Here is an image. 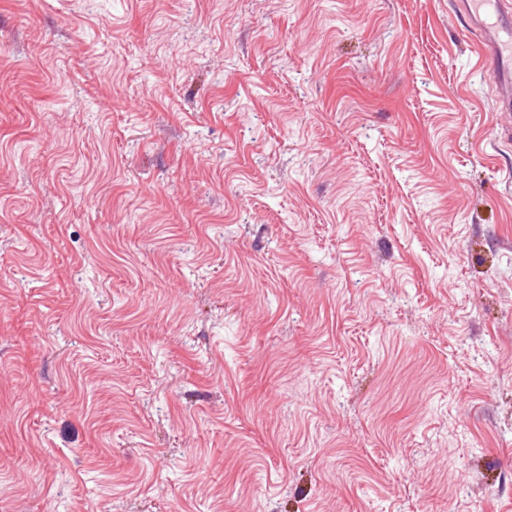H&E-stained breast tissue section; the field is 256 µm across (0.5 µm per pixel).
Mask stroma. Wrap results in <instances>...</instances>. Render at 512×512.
<instances>
[{
    "instance_id": "obj_1",
    "label": "stroma",
    "mask_w": 512,
    "mask_h": 512,
    "mask_svg": "<svg viewBox=\"0 0 512 512\" xmlns=\"http://www.w3.org/2000/svg\"><path fill=\"white\" fill-rule=\"evenodd\" d=\"M454 0H0V512H512V143Z\"/></svg>"
}]
</instances>
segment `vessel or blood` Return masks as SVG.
Returning a JSON list of instances; mask_svg holds the SVG:
<instances>
[{"label": "vessel or blood", "mask_w": 512, "mask_h": 512, "mask_svg": "<svg viewBox=\"0 0 512 512\" xmlns=\"http://www.w3.org/2000/svg\"><path fill=\"white\" fill-rule=\"evenodd\" d=\"M495 83L499 134L512 140V0H456Z\"/></svg>", "instance_id": "vessel-or-blood-1"}]
</instances>
